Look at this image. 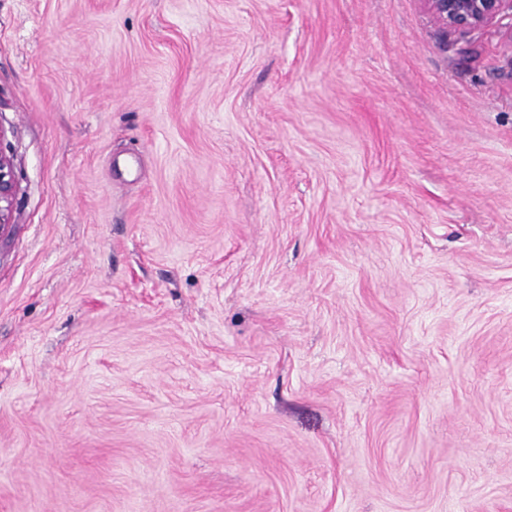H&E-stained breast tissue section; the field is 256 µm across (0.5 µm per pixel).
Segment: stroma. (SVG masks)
<instances>
[{"mask_svg": "<svg viewBox=\"0 0 512 512\" xmlns=\"http://www.w3.org/2000/svg\"><path fill=\"white\" fill-rule=\"evenodd\" d=\"M0 512H512V43L422 0H0ZM16 193L13 165L10 157L0 153V232L11 224Z\"/></svg>", "mask_w": 512, "mask_h": 512, "instance_id": "35a3bbf8", "label": "stroma"}]
</instances>
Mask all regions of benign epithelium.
<instances>
[{"label": "benign epithelium", "instance_id": "7a95c632", "mask_svg": "<svg viewBox=\"0 0 512 512\" xmlns=\"http://www.w3.org/2000/svg\"><path fill=\"white\" fill-rule=\"evenodd\" d=\"M423 3L445 37L466 35L509 19L508 38L512 43V0H423ZM15 193L12 161L0 152V231L11 224Z\"/></svg>", "mask_w": 512, "mask_h": 512}]
</instances>
